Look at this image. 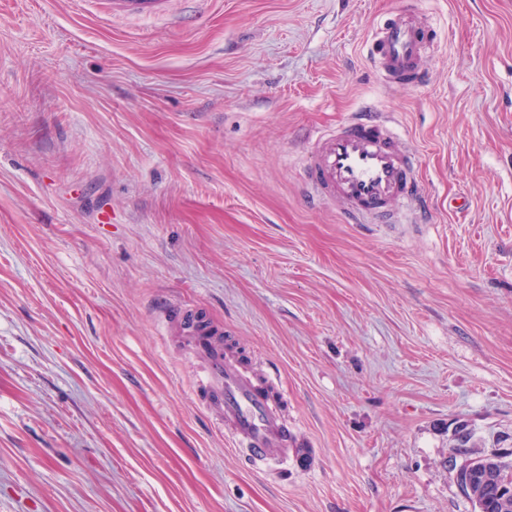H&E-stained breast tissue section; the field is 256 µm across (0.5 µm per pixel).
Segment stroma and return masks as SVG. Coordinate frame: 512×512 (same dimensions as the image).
Returning a JSON list of instances; mask_svg holds the SVG:
<instances>
[{
    "mask_svg": "<svg viewBox=\"0 0 512 512\" xmlns=\"http://www.w3.org/2000/svg\"><path fill=\"white\" fill-rule=\"evenodd\" d=\"M402 2L0 0V512H475L458 466L512 463V0H413L438 44L393 87L362 43ZM368 106L429 222L305 201L308 134ZM174 307L277 374L313 470L230 447ZM167 0H113L112 14L149 16L160 12Z\"/></svg>",
    "mask_w": 512,
    "mask_h": 512,
    "instance_id": "obj_1",
    "label": "stroma"
}]
</instances>
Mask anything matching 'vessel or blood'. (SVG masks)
<instances>
[{
    "label": "vessel or blood",
    "mask_w": 512,
    "mask_h": 512,
    "mask_svg": "<svg viewBox=\"0 0 512 512\" xmlns=\"http://www.w3.org/2000/svg\"><path fill=\"white\" fill-rule=\"evenodd\" d=\"M165 2L112 0V11L149 16L160 12ZM435 40V28L409 4L377 24L365 44L366 55L387 84L420 83ZM308 148L311 160L301 173L308 196L340 201L346 223L390 224L404 209L422 221L425 193L419 155L399 138L389 116L357 113L336 128L312 134ZM177 316L185 347L204 362L206 378L196 395L233 446L243 449L258 469L306 458V448L292 437L279 408L277 383L241 369L192 314L181 310Z\"/></svg>",
    "instance_id": "b4317fda"
}]
</instances>
